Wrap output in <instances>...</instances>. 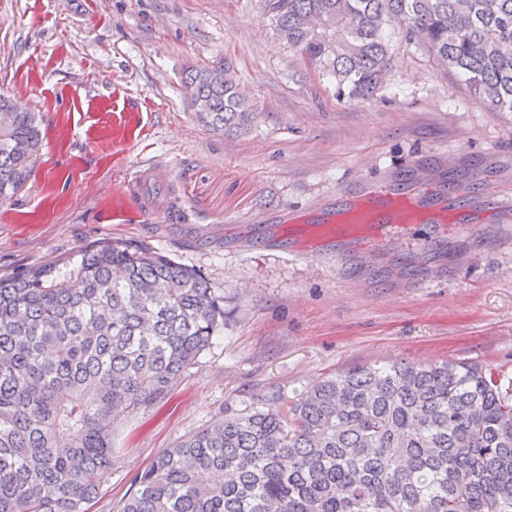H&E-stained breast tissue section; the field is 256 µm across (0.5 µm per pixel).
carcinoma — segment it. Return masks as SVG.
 <instances>
[{
	"label": "carcinoma",
	"instance_id": "cac0c4a2",
	"mask_svg": "<svg viewBox=\"0 0 512 512\" xmlns=\"http://www.w3.org/2000/svg\"><path fill=\"white\" fill-rule=\"evenodd\" d=\"M336 93L370 99L393 43L432 54L512 112V0H263ZM225 63L188 68L197 122L242 133L259 110ZM38 115L0 94V205L29 181ZM224 325L206 278L143 243L85 247L0 277V512H86L117 464L113 410L162 401ZM117 512H512V398L475 362L354 367L288 401L219 413L130 479Z\"/></svg>",
	"mask_w": 512,
	"mask_h": 512
}]
</instances>
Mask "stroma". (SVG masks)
Wrapping results in <instances>:
<instances>
[{
    "mask_svg": "<svg viewBox=\"0 0 512 512\" xmlns=\"http://www.w3.org/2000/svg\"><path fill=\"white\" fill-rule=\"evenodd\" d=\"M227 61L257 104L241 136L205 131L182 84ZM385 88L349 101L275 32L262 0H0V92L39 112L34 173L0 207V276L66 269L113 238L200 270L224 326L168 397L121 420V461L88 512H110L129 477L215 413L246 414L364 364L477 362L512 392V225L486 216L452 251H382L369 267L268 233L289 209L333 205L372 175L448 160L445 180L512 185V112L488 108L417 45L394 43ZM159 168L141 196L127 180Z\"/></svg>",
    "mask_w": 512,
    "mask_h": 512,
    "instance_id": "1",
    "label": "stroma"
}]
</instances>
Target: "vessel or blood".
<instances>
[{
  "label": "vessel or blood",
  "instance_id": "vessel-or-blood-1",
  "mask_svg": "<svg viewBox=\"0 0 512 512\" xmlns=\"http://www.w3.org/2000/svg\"><path fill=\"white\" fill-rule=\"evenodd\" d=\"M409 175L414 184L410 190L366 180L335 206L291 211L286 252L297 253L316 241L334 246L340 258L349 252L366 258L384 245L405 253L419 225H432L436 237L452 240L480 224L481 215L471 208L463 186L433 185L427 173L414 169Z\"/></svg>",
  "mask_w": 512,
  "mask_h": 512
}]
</instances>
